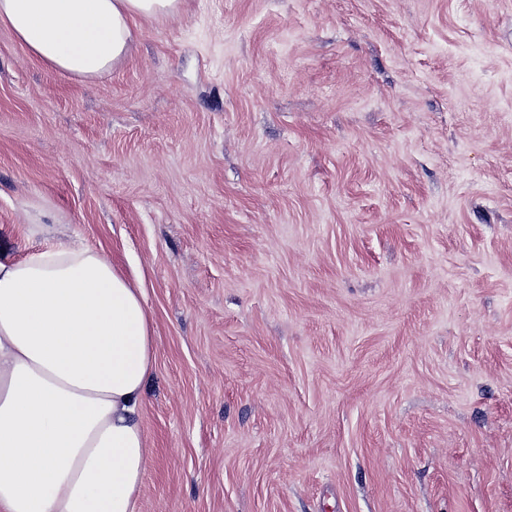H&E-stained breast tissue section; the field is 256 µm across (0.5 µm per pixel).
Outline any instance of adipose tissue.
Wrapping results in <instances>:
<instances>
[{
	"instance_id": "1",
	"label": "adipose tissue",
	"mask_w": 512,
	"mask_h": 512,
	"mask_svg": "<svg viewBox=\"0 0 512 512\" xmlns=\"http://www.w3.org/2000/svg\"><path fill=\"white\" fill-rule=\"evenodd\" d=\"M183 0H0L34 58L77 78L130 55L139 20ZM154 336L144 290L55 239L0 260V512H138Z\"/></svg>"
}]
</instances>
